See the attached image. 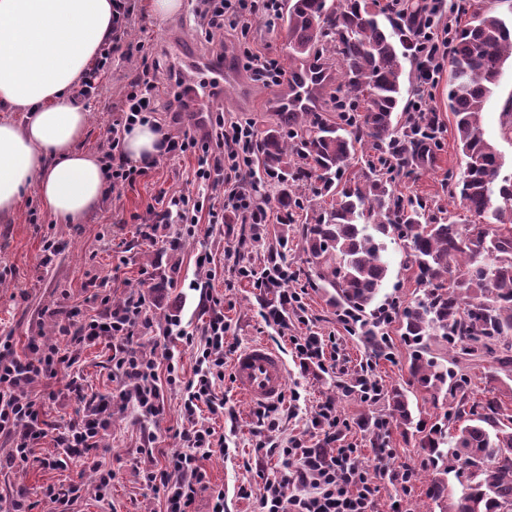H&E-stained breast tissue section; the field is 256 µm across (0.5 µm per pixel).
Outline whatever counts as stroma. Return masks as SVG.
<instances>
[{
  "label": "stroma",
  "mask_w": 512,
  "mask_h": 512,
  "mask_svg": "<svg viewBox=\"0 0 512 512\" xmlns=\"http://www.w3.org/2000/svg\"><path fill=\"white\" fill-rule=\"evenodd\" d=\"M140 11L131 26V36L149 44V57L158 61L167 89L159 97V116L172 124V132H179L173 124L174 114L186 113L193 107L192 100L176 99L175 79L189 74L185 59L176 51V44H189L191 52L201 58L230 54L237 62L234 79L227 82L224 94L212 99L213 107L223 109L229 120L248 119L258 133L276 128L281 122L277 109V90L255 81L240 64L244 46L271 54L281 65H288V35L280 19L258 20L248 37L217 31L211 40H204L195 30L193 20L186 12L158 19L148 8V0H138ZM142 67L140 56L114 59L104 77L100 97L89 108V128L81 147L93 153H103L108 147L107 129L112 123L108 110L117 101L130 80ZM512 103V62H506L499 86L485 104L482 128L487 139L494 142L504 158L503 175L512 174V140L502 138L500 122L508 104ZM444 125L442 147L433 161L420 166L411 177L401 178L400 187L409 195H422L440 200L452 212H460L459 203L449 199L444 185L449 172H461L464 161L458 153L448 110V79L440 77L430 102ZM192 157L161 161L148 170L131 186L116 188L100 208L81 224H59L43 207L36 187H29L13 219L0 223V336L12 337L17 351H25L31 339L49 335L61 351L71 347L70 338L59 335L54 311L60 306L84 305L90 291L89 282L108 280L113 300H125L136 294L142 271L164 275L154 309V323L140 336L143 351H163L170 348L181 354V372L192 378L195 360L181 342L165 336L167 318L180 316L183 324L199 328L208 314L198 305L199 294L191 290L194 282L208 284L213 296L221 301L220 308L229 325L224 335V361L232 363L235 355L256 341H264L282 352L288 364V383L282 402L275 413L279 421L276 431L260 428L258 410L240 397L231 381L218 387L224 395L223 416L210 419L209 424L224 437L223 452L214 454L204 466L212 485L224 492L225 512H258V501L265 481L276 476L279 461L274 456H263L256 451L257 443L271 439L287 444L293 439L312 448L323 445V435L312 421L320 403L326 399L336 402L339 425L336 437L339 444L358 450V459L371 471L385 472L376 502V512H392L401 506L403 512H427V484L420 481L409 494H401L397 485L388 479L389 473L415 468L420 474L431 473L432 465L427 451L418 438L403 436L401 429L392 428L388 453H381L372 444L373 432L361 428L367 418L383 415L384 405L363 401L357 392L340 389L343 381L371 375L382 389L407 386L410 380L411 353L403 344L400 327L391 321L383 326L393 341V354L388 359L374 358L365 342L350 333L331 306L322 289L311 287L312 268L298 246L299 225H290L288 236L293 244L282 257L291 277L290 287L301 290L308 322H300L295 310H287L285 325L265 320L264 307L277 302L276 291L254 287L238 278L234 262L261 270L271 266L270 253L276 245L278 211L269 208V221L260 228L261 238L252 251L237 256L236 243L228 235L207 224L198 225L193 235L178 252L165 247L172 238L174 225L161 227L162 240L153 244L142 240L135 232L136 224L150 219L160 210L162 195L196 191ZM54 238L60 250L47 256L43 250L44 237ZM212 257L210 264L197 263L199 253ZM389 269L381 296L403 305L422 290L405 265V254L395 244H388ZM315 335L320 337L330 357L323 367L304 368L290 342L291 337ZM111 352L107 340L84 347L74 370L84 379L91 394H111L112 425L103 437L107 450L102 461L112 469V488L106 498H99L95 473L85 468L80 458L67 459L65 466L49 469L40 466L43 458L62 456L52 438L38 441L33 447L35 461L24 468L6 464L7 449L0 442V496L25 487L28 498L34 502L33 512H52L53 506L41 496L47 485L64 486L78 480L84 486L76 504L78 512H165L162 495L145 482L144 473L165 457L179 451L174 433L183 424L182 394L163 388L164 411L153 420L139 421L133 406L124 404L119 396L122 382L114 377L109 362Z\"/></svg>",
  "instance_id": "1"
}]
</instances>
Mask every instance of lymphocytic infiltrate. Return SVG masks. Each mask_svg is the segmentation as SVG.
<instances>
[{
	"label": "lymphocytic infiltrate",
	"mask_w": 512,
	"mask_h": 512,
	"mask_svg": "<svg viewBox=\"0 0 512 512\" xmlns=\"http://www.w3.org/2000/svg\"><path fill=\"white\" fill-rule=\"evenodd\" d=\"M425 4L414 30L418 61V92L410 106L414 112L427 111L452 45L448 0H425ZM278 10L279 0H190L194 25L208 36L227 28L248 34L257 19L275 16ZM135 12L136 0H114L112 36L83 76L76 98L89 101L99 96L100 79L113 58L145 54L144 43L135 44L128 39ZM159 85L157 67H143L112 105L117 117L108 130V148L102 154L109 188L133 184L146 172L145 167L128 161L123 152V136L135 125L155 121ZM256 138L252 123L226 122L220 111L209 112L202 134L166 133L165 157L194 155V179L205 195L196 199L182 193L163 199L152 222L138 225V235L154 242L164 224L225 225L224 215L228 212L237 214L240 220L239 226L225 225L230 234L242 235L265 223L267 202L260 192L263 180L252 174V146ZM237 274L257 287L278 289L277 304L265 308L266 320L278 324L284 318L285 308L303 309L300 293L281 287L288 278L286 266L276 264L259 271L242 264ZM89 300L96 305V314L88 316L80 308L70 309L59 324V332L79 343L108 339L112 368L123 382V401L135 405L141 416L154 418L163 410L159 380L183 386L185 391L184 423L175 433L181 449L167 457L163 465L146 470V483L164 494L166 512H194L197 498L205 493L212 500V512H224V492L213 488L203 466L204 460L223 451L224 439L198 419L203 408L218 417L224 413V397L217 385L224 379L227 326L223 311L217 307V298L210 291H201L199 303L210 316L200 330H187L179 316L168 319L167 335L180 340L195 359L194 376L187 381L181 376L180 358L174 351L157 355L133 347L138 332L153 325L156 299L151 292L129 296L117 306L113 305L111 295L97 290ZM28 348V353L18 354L12 337H0V438L11 445L9 463L27 466L34 443L50 437L57 447L78 453L89 469L97 473L99 491L107 492L112 471L104 467L93 451L98 447L101 431L112 421L111 397L88 395L80 377L72 375L67 391L80 402L81 408L67 426L57 427L45 418L46 401L57 396L50 382L60 372L69 371L75 360L53 346L32 342ZM37 382L43 383V390H34ZM268 452L281 458L284 473L266 481L259 501L260 512H374L379 485L357 465V451L352 446L334 447L329 452L295 441L286 448L269 447Z\"/></svg>",
	"instance_id": "f902f5d3"
}]
</instances>
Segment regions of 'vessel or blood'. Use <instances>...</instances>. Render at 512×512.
Masks as SVG:
<instances>
[{"label":"vessel or blood","mask_w":512,"mask_h":512,"mask_svg":"<svg viewBox=\"0 0 512 512\" xmlns=\"http://www.w3.org/2000/svg\"><path fill=\"white\" fill-rule=\"evenodd\" d=\"M190 65L204 75L205 86L223 88L225 80L234 72L231 57L212 61L190 58ZM324 69L309 67L297 69L288 74L287 89L279 96L278 109L281 112H302L316 105L314 87L324 80ZM231 373L238 394L255 405H270L280 401L287 383V365L273 347L259 342L250 345L235 356Z\"/></svg>","instance_id":"vessel-or-blood-1"}]
</instances>
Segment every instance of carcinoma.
I'll use <instances>...</instances> for the list:
<instances>
[{
    "label": "carcinoma",
    "instance_id": "cac0c4a2",
    "mask_svg": "<svg viewBox=\"0 0 512 512\" xmlns=\"http://www.w3.org/2000/svg\"><path fill=\"white\" fill-rule=\"evenodd\" d=\"M416 15L379 0H282L289 61L334 70L328 95L343 93L352 111L335 124L319 112H290L256 140L253 159L273 188L279 223L304 222L301 248L314 286L349 331L380 359L389 349L381 319L397 315L412 353L410 385L435 402L449 399L442 420L426 426L414 423L405 390H388L378 447L390 425L405 433L413 427L439 462L427 487L439 512H512V413L496 386L474 400L459 372L484 361L491 382L512 372V175H501L500 153L481 128L485 104L512 60V21L478 11L452 43L448 112L465 165L460 176L448 174V195L474 217L462 224L434 199L404 195L395 184L434 158L412 124H432L437 113L408 111L404 95ZM359 152L363 166L348 177ZM387 239L405 251L423 288L403 307L375 305L388 273ZM440 346L458 371L437 360ZM457 465L467 471L459 491L443 478Z\"/></svg>",
    "mask_w": 512,
    "mask_h": 512
}]
</instances>
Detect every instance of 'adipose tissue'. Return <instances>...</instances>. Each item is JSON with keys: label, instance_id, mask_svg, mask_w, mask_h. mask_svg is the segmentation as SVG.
Returning a JSON list of instances; mask_svg holds the SVG:
<instances>
[{"label": "adipose tissue", "instance_id": "1", "mask_svg": "<svg viewBox=\"0 0 512 512\" xmlns=\"http://www.w3.org/2000/svg\"><path fill=\"white\" fill-rule=\"evenodd\" d=\"M111 32L112 0H0L1 222L32 185L61 224L84 223L105 199L101 159L81 147L89 114L73 91ZM162 139L138 124L123 149L138 165L160 154Z\"/></svg>", "mask_w": 512, "mask_h": 512}]
</instances>
